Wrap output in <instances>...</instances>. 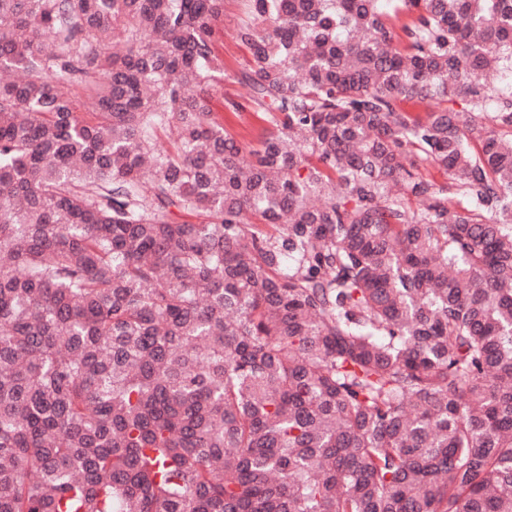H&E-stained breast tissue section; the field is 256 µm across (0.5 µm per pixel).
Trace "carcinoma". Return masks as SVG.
<instances>
[{
	"label": "carcinoma",
	"mask_w": 512,
	"mask_h": 512,
	"mask_svg": "<svg viewBox=\"0 0 512 512\" xmlns=\"http://www.w3.org/2000/svg\"><path fill=\"white\" fill-rule=\"evenodd\" d=\"M396 9L244 0L248 150L224 0H0V512H512V0ZM241 17L242 8L239 0H224V17L221 24L224 34L216 43V51L224 61V79H218L214 83L215 111L223 120L226 130L249 148L258 145L265 124L253 112H243L241 116H236L225 108L223 110L225 100L242 101L246 92L238 79L247 68L249 53L234 38V31Z\"/></svg>",
	"instance_id": "obj_1"
}]
</instances>
